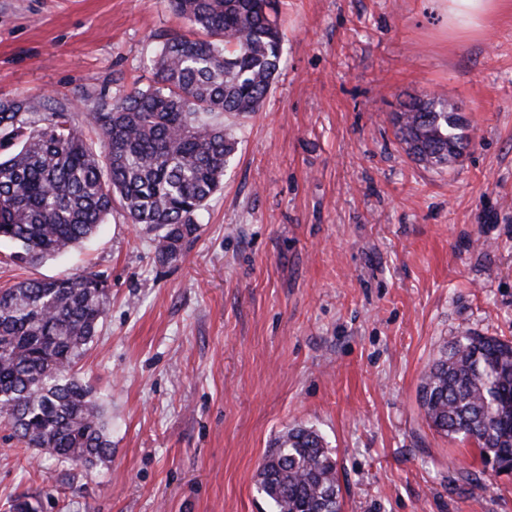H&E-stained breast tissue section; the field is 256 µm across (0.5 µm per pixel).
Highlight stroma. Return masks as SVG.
<instances>
[{
    "mask_svg": "<svg viewBox=\"0 0 512 512\" xmlns=\"http://www.w3.org/2000/svg\"><path fill=\"white\" fill-rule=\"evenodd\" d=\"M283 59L202 227L173 262L113 209L37 264L0 245V288L84 270L112 300L77 369L112 456L44 457L0 421V512H268L256 474L305 424L341 512H512V473L436 432L425 371L459 332L512 339V0L449 31L430 0H280ZM167 0H0V100L101 108L152 84L188 33ZM445 94L471 139L431 170L394 135L400 101Z\"/></svg>",
    "mask_w": 512,
    "mask_h": 512,
    "instance_id": "35a3bbf8",
    "label": "stroma"
}]
</instances>
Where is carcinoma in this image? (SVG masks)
I'll return each instance as SVG.
<instances>
[{
  "label": "carcinoma",
  "instance_id": "1",
  "mask_svg": "<svg viewBox=\"0 0 512 512\" xmlns=\"http://www.w3.org/2000/svg\"><path fill=\"white\" fill-rule=\"evenodd\" d=\"M274 4L169 0L195 34L166 41L154 84L107 109L80 114L62 92L39 105L1 101L0 243L15 248L12 259L38 263L80 247L117 204L131 223L163 231L159 260L177 259L237 149L220 117L259 111L275 81L283 35ZM391 123L429 169L457 162L470 144L442 94L402 104ZM84 125L99 131V146ZM110 298L92 272L0 288V417L27 447L88 467L111 458L98 398L73 374ZM420 397L437 431L473 441L497 474L512 467V341L460 332L422 377ZM257 488L269 512H340L335 462L311 426L274 439Z\"/></svg>",
  "mask_w": 512,
  "mask_h": 512
}]
</instances>
